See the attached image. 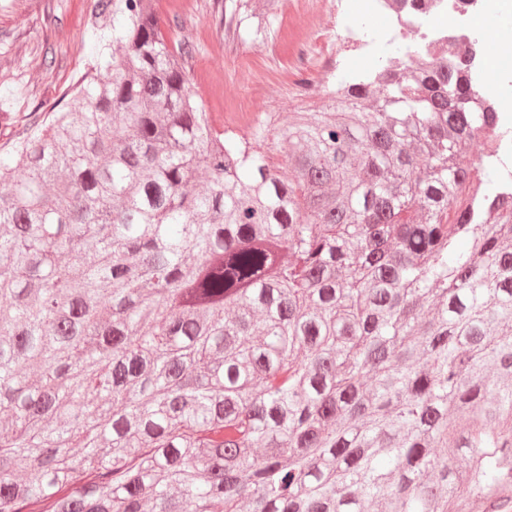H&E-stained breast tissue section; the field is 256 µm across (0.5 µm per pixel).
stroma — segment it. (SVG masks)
Masks as SVG:
<instances>
[{
	"label": "stroma",
	"instance_id": "35a3bbf8",
	"mask_svg": "<svg viewBox=\"0 0 512 512\" xmlns=\"http://www.w3.org/2000/svg\"><path fill=\"white\" fill-rule=\"evenodd\" d=\"M278 0L271 38L224 37V0H156L159 16L190 50L184 66L218 129L246 135L259 120L283 128L294 112L320 107L335 79L336 19L312 21ZM97 0H0V152L81 80L105 51L91 34Z\"/></svg>",
	"mask_w": 512,
	"mask_h": 512
}]
</instances>
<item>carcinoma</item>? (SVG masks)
I'll use <instances>...</instances> for the list:
<instances>
[{
    "mask_svg": "<svg viewBox=\"0 0 512 512\" xmlns=\"http://www.w3.org/2000/svg\"><path fill=\"white\" fill-rule=\"evenodd\" d=\"M98 9L104 70L0 155V512H512L476 58L325 85L285 177L268 126H211L155 0ZM249 11L224 0L225 36Z\"/></svg>",
    "mask_w": 512,
    "mask_h": 512,
    "instance_id": "cac0c4a2",
    "label": "carcinoma"
}]
</instances>
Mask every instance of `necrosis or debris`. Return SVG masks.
Here are the masks:
<instances>
[{
    "label": "necrosis or debris",
    "mask_w": 512,
    "mask_h": 512,
    "mask_svg": "<svg viewBox=\"0 0 512 512\" xmlns=\"http://www.w3.org/2000/svg\"><path fill=\"white\" fill-rule=\"evenodd\" d=\"M490 3L491 0H352L347 6L343 0H330L338 22L337 47L359 45L357 57L363 65L399 41L411 42L418 50L452 62L464 60L470 47L483 42L474 21L488 12ZM452 13L467 20L463 37H452L448 30V16ZM355 15L375 17L382 28L381 39H370L357 30L351 23Z\"/></svg>",
    "instance_id": "obj_1"
}]
</instances>
